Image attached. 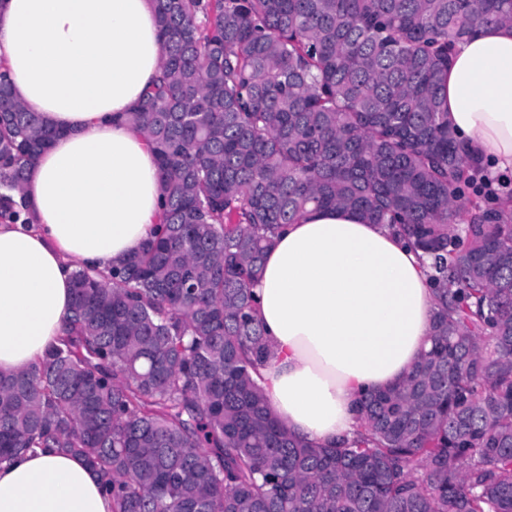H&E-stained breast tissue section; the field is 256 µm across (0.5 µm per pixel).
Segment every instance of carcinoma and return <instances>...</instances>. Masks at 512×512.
I'll use <instances>...</instances> for the list:
<instances>
[{
  "label": "carcinoma",
  "mask_w": 512,
  "mask_h": 512,
  "mask_svg": "<svg viewBox=\"0 0 512 512\" xmlns=\"http://www.w3.org/2000/svg\"><path fill=\"white\" fill-rule=\"evenodd\" d=\"M163 72L125 113L159 230L78 269L65 335L0 373V462L84 459L112 512H512V209L466 196L449 50L512 0H152ZM55 132L0 72V223ZM360 211L427 257L432 346L315 448L267 407L253 284L284 224ZM466 214L462 231L455 221Z\"/></svg>",
  "instance_id": "obj_1"
}]
</instances>
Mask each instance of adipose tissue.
<instances>
[{
  "label": "adipose tissue",
  "instance_id": "ef3b65f1",
  "mask_svg": "<svg viewBox=\"0 0 512 512\" xmlns=\"http://www.w3.org/2000/svg\"><path fill=\"white\" fill-rule=\"evenodd\" d=\"M0 62L17 100L59 135L0 224V372L27 370L62 335L81 265L107 270L158 224L155 155L123 120L162 67L151 0H0ZM448 125L468 155L512 171V26L483 27L448 59ZM268 405L320 448L352 438L360 394L401 382L430 346L435 301L417 251L345 208L285 225L254 287ZM0 512H112L76 455L38 448L0 464Z\"/></svg>",
  "mask_w": 512,
  "mask_h": 512
}]
</instances>
